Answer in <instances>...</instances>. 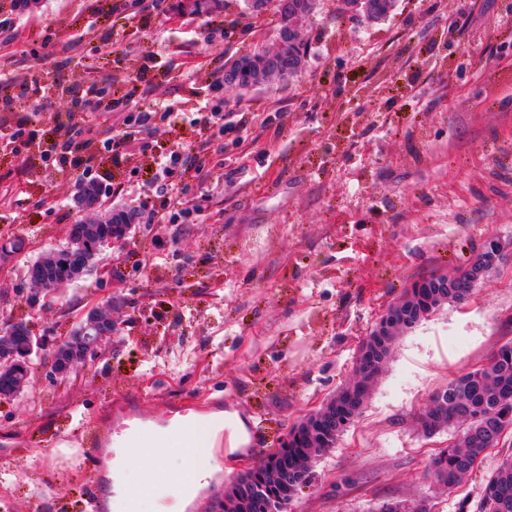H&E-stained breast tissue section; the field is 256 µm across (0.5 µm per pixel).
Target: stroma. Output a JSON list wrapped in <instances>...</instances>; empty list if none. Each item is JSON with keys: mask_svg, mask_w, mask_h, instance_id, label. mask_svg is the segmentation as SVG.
<instances>
[{"mask_svg": "<svg viewBox=\"0 0 512 512\" xmlns=\"http://www.w3.org/2000/svg\"><path fill=\"white\" fill-rule=\"evenodd\" d=\"M38 0L0 10L1 57L17 89L54 82L42 104L25 102L35 131L14 153L0 142V309L25 316L40 336L71 329L86 307L113 299L121 342L67 379L44 356L20 397L0 401V512H106L120 471L111 437L139 421L235 411L249 443L220 447L223 465L185 512H221L242 466L275 447L289 426L320 408L351 377L356 349L378 312L411 281L461 266L485 236L512 252V0H398L385 20L338 15L319 0L301 27L303 72L248 93L218 92L227 60L273 46L280 18L245 0L208 14L178 0ZM101 27L86 31L92 12ZM94 76L112 87V109L93 122L90 167L43 162L76 122L67 89ZM193 112L221 105L224 128L172 122L168 104ZM158 110L113 159L122 117ZM178 152L204 180L187 179L201 207L177 224L153 217L151 166ZM106 209H131L139 229L123 261L104 251L97 275L29 308L23 265L64 244L72 198L85 176ZM512 339V264L492 271L463 303H447L396 341L356 422L316 457L288 512H376L395 499L457 512L459 500L512 456V432L445 493L427 474L448 431L424 437L418 416L457 373L483 365ZM102 452L81 457L91 436Z\"/></svg>", "mask_w": 512, "mask_h": 512, "instance_id": "1", "label": "stroma"}]
</instances>
